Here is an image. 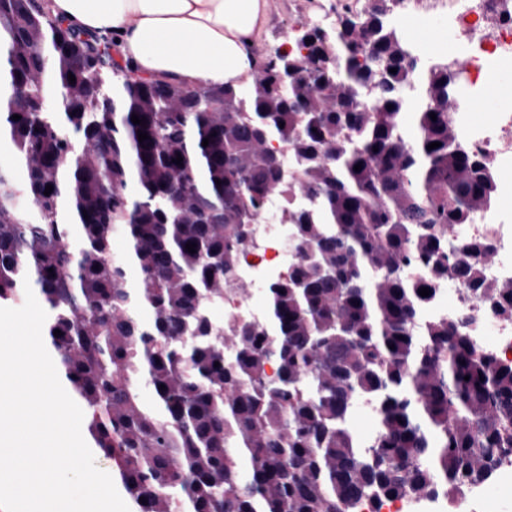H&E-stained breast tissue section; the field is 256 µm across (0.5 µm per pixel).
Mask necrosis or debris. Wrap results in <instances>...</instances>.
<instances>
[{
  "mask_svg": "<svg viewBox=\"0 0 512 512\" xmlns=\"http://www.w3.org/2000/svg\"><path fill=\"white\" fill-rule=\"evenodd\" d=\"M448 22L464 41L465 62L449 57L448 65L459 74L451 117L460 137L482 157L492 176H500L503 165H512V109L499 112L494 124L475 121L473 111L483 90L487 72L512 60V0H448ZM512 207V192L498 193L496 204L462 235L470 241H485L490 256L482 264L486 278L512 279V225L505 211ZM254 238L239 263L241 281L258 285L252 296L228 288L218 300H208L204 308L215 330H228L239 318L263 319L266 312L264 290L285 279L295 261L290 225L256 220ZM471 309L474 319L471 336L484 350L512 361V318L496 317L464 287L449 289L447 282L436 286L433 299L419 311L421 320L452 319L462 309Z\"/></svg>",
  "mask_w": 512,
  "mask_h": 512,
  "instance_id": "4bbe7bcc",
  "label": "necrosis or debris"
}]
</instances>
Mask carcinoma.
<instances>
[{
    "label": "carcinoma",
    "instance_id": "carcinoma-1",
    "mask_svg": "<svg viewBox=\"0 0 512 512\" xmlns=\"http://www.w3.org/2000/svg\"><path fill=\"white\" fill-rule=\"evenodd\" d=\"M34 2L0 0V300L29 280L58 376L134 512L451 506L488 481L512 448V362L467 334L470 311L418 313L419 290L451 279L512 318V280L479 275L488 246L448 237L495 184L451 120L456 73L417 67L393 0L311 28L247 88L139 76ZM273 193L295 266L226 350L202 305L244 287V243ZM363 399L379 419L368 448L346 424ZM380 512H445L447 503L441 498H400L385 500L377 506Z\"/></svg>",
    "mask_w": 512,
    "mask_h": 512
}]
</instances>
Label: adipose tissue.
<instances>
[{
	"label": "adipose tissue",
	"mask_w": 512,
	"mask_h": 512,
	"mask_svg": "<svg viewBox=\"0 0 512 512\" xmlns=\"http://www.w3.org/2000/svg\"><path fill=\"white\" fill-rule=\"evenodd\" d=\"M71 27L112 35L137 73L196 87L250 86L267 0H46Z\"/></svg>",
	"instance_id": "adipose-tissue-1"
}]
</instances>
